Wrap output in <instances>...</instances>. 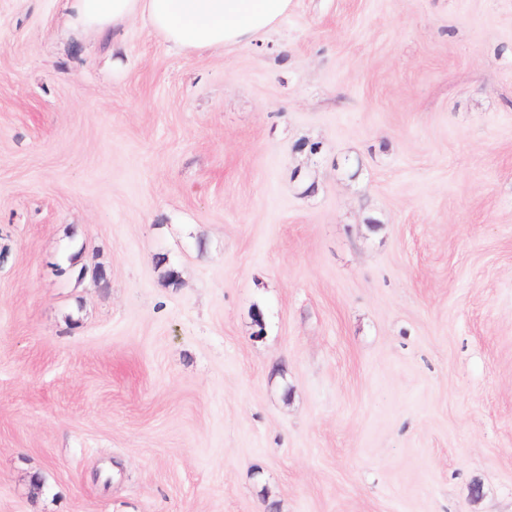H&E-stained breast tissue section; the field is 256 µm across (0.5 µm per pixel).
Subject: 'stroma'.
Masks as SVG:
<instances>
[{"instance_id": "stroma-1", "label": "stroma", "mask_w": 512, "mask_h": 512, "mask_svg": "<svg viewBox=\"0 0 512 512\" xmlns=\"http://www.w3.org/2000/svg\"><path fill=\"white\" fill-rule=\"evenodd\" d=\"M65 22L0 0V512H512V0ZM67 30L75 36L113 39L137 18L184 54L224 49L276 29L293 0H65Z\"/></svg>"}]
</instances>
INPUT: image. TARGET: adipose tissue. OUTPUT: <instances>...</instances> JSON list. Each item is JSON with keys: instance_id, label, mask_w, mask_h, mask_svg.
<instances>
[{"instance_id": "obj_1", "label": "adipose tissue", "mask_w": 512, "mask_h": 512, "mask_svg": "<svg viewBox=\"0 0 512 512\" xmlns=\"http://www.w3.org/2000/svg\"><path fill=\"white\" fill-rule=\"evenodd\" d=\"M293 0H66L70 34L114 38L137 18L185 54L221 52L276 29Z\"/></svg>"}]
</instances>
